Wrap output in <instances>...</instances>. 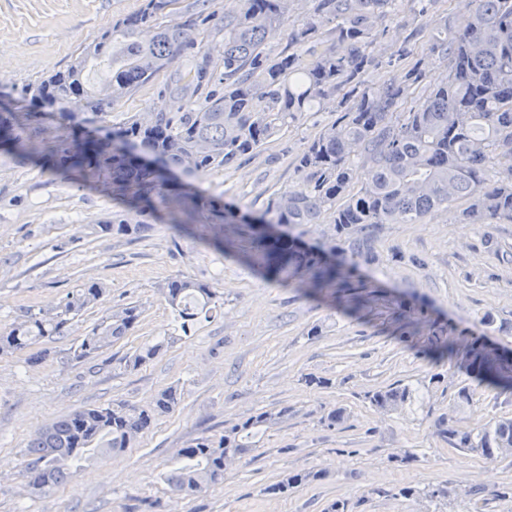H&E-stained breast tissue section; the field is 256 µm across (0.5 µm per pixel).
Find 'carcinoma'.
<instances>
[{"label":"carcinoma","mask_w":512,"mask_h":512,"mask_svg":"<svg viewBox=\"0 0 512 512\" xmlns=\"http://www.w3.org/2000/svg\"><path fill=\"white\" fill-rule=\"evenodd\" d=\"M175 3L143 0L138 13L104 32L68 69L41 81L37 97L103 112L175 61L201 53L199 26L209 23L224 31V88L210 90L198 110L135 115L101 137L65 149L54 156V172L81 170L102 176L111 180L112 193L149 200L178 186L174 174L194 177L222 169L341 91L343 112L298 158L305 188L284 191L272 200L271 223L319 224L327 216L341 227L412 224L457 203L465 204L462 216L467 224L512 222V0H470L469 27L462 32L446 28L433 37L430 51L447 62L448 76L403 117L397 109L411 87L424 79L417 66L409 68L404 84L368 86L363 79L372 63L374 27L395 0H316L313 14L288 33L297 52L276 57L266 44L284 26L286 0H243L236 17L223 19L213 10L183 22L162 23ZM327 23L333 24V48L318 53L311 42ZM143 27L156 29L148 42L138 38ZM305 54L309 59H303ZM90 68L102 69L105 79L96 85L83 79ZM186 77L198 88L211 86L209 60L196 63ZM105 85L111 93L102 97L99 89ZM257 97L266 100L260 112L254 109ZM356 177L361 186L353 192ZM194 204L216 224L229 220L218 199L199 197ZM253 244L257 259L274 279L304 265L315 287L336 281V269L294 238L260 229ZM158 291L182 320L184 331L210 317L216 297L209 284L183 274L160 284ZM104 294L105 288L92 282L55 306L26 313L0 333V356L67 335L72 321ZM140 316L136 305L112 311L83 337L73 356L87 358L111 347L136 327ZM164 347L163 341L147 345L126 359V366L136 369ZM460 359L473 381L512 391V358L488 342L472 341ZM410 398V388L401 385L367 396L382 410ZM176 404L177 391L169 387L149 408L93 405L55 418L25 448L29 487L38 493L63 484L71 468L98 451L100 440L108 439V450L121 451ZM283 415L282 410L265 411L219 437L191 440L178 450L176 466L165 481L185 496L219 482L224 457L244 453L262 428ZM446 433L460 450L493 457L503 444H512V418L476 433Z\"/></svg>","instance_id":"cac0c4a2"}]
</instances>
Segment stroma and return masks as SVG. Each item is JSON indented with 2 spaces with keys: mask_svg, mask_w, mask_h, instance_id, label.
Returning a JSON list of instances; mask_svg holds the SVG:
<instances>
[{
  "mask_svg": "<svg viewBox=\"0 0 512 512\" xmlns=\"http://www.w3.org/2000/svg\"><path fill=\"white\" fill-rule=\"evenodd\" d=\"M141 4L0 0V114L23 144L0 147V332L85 284L106 288L68 335L0 357V512H327L337 501L348 512H512V455L469 454L443 434L512 418V392L474 385L456 360L429 353L434 339L461 350L480 338L512 351V223L466 224L451 208L416 224H293L286 234L340 276L322 289L309 287L303 269L271 281L250 256L253 226L268 219L280 192L303 188L296 160L336 120V96L187 184L186 194L221 199L233 224H214L175 195L130 204L100 179L49 169L45 153L151 111L161 92L188 110L203 105L204 92L181 78L183 60L98 115L33 96ZM409 14L410 0H396L374 30L364 79L398 83L416 64L424 80L411 90L415 103L447 76L430 51L434 34L465 28L472 12L468 0H438L415 23ZM398 41L409 44V62L391 63ZM104 219L128 233L101 231ZM179 274L218 295L211 318L187 333L158 292ZM129 304L142 310L134 330L103 352L73 356L107 312ZM164 338L157 358L126 368V357ZM392 384L409 387L412 400L372 406L368 393ZM169 387L176 406L129 448L100 453L64 485L31 492L22 453L39 429L83 406H147ZM280 409L284 417L221 483L191 497L170 490L164 476L191 439ZM332 411L340 417L330 426ZM297 473L302 484L272 493ZM441 487L447 497L436 496Z\"/></svg>",
  "mask_w": 512,
  "mask_h": 512,
  "instance_id": "stroma-1",
  "label": "stroma"
}]
</instances>
